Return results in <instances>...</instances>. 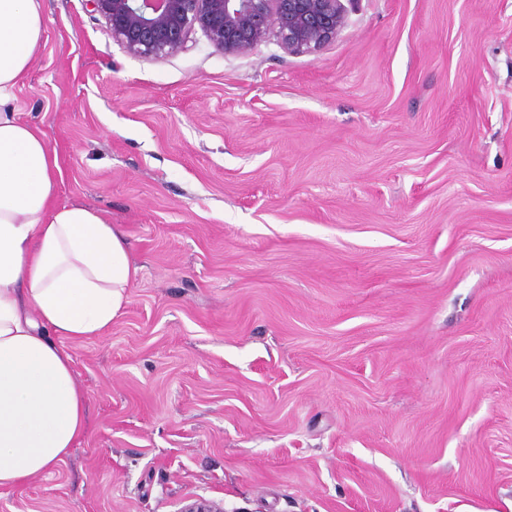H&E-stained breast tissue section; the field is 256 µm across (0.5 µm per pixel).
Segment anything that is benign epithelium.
I'll list each match as a JSON object with an SVG mask.
<instances>
[{
  "mask_svg": "<svg viewBox=\"0 0 512 512\" xmlns=\"http://www.w3.org/2000/svg\"><path fill=\"white\" fill-rule=\"evenodd\" d=\"M131 56L164 58L182 50L193 31L227 55H246L269 37L289 53L311 54L344 26V0H85ZM180 512H224L204 498Z\"/></svg>",
  "mask_w": 512,
  "mask_h": 512,
  "instance_id": "1",
  "label": "benign epithelium"
}]
</instances>
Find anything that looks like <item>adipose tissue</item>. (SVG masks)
<instances>
[{
    "label": "adipose tissue",
    "mask_w": 512,
    "mask_h": 512,
    "mask_svg": "<svg viewBox=\"0 0 512 512\" xmlns=\"http://www.w3.org/2000/svg\"><path fill=\"white\" fill-rule=\"evenodd\" d=\"M43 37L39 0H0V488L27 484L84 438L88 395L66 344L105 335L138 274L117 225L57 202V152L17 117Z\"/></svg>",
    "instance_id": "1"
}]
</instances>
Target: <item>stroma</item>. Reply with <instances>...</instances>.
<instances>
[{
  "mask_svg": "<svg viewBox=\"0 0 512 512\" xmlns=\"http://www.w3.org/2000/svg\"><path fill=\"white\" fill-rule=\"evenodd\" d=\"M41 8L18 116L139 273L69 346L86 436L0 512H512V0L160 59Z\"/></svg>",
  "mask_w": 512,
  "mask_h": 512,
  "instance_id": "obj_1",
  "label": "stroma"
}]
</instances>
